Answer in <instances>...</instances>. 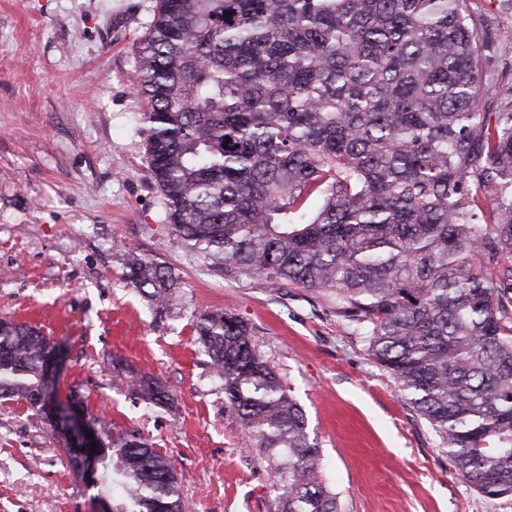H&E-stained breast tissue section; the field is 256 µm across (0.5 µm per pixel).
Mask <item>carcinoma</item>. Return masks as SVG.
<instances>
[{"instance_id": "obj_1", "label": "carcinoma", "mask_w": 512, "mask_h": 512, "mask_svg": "<svg viewBox=\"0 0 512 512\" xmlns=\"http://www.w3.org/2000/svg\"><path fill=\"white\" fill-rule=\"evenodd\" d=\"M512 36L474 0H156L135 63L165 223L218 274L323 296L393 376L460 478L512 497ZM124 279L159 306L171 268ZM198 340L275 512H342L307 417L240 318ZM49 340L0 318V399L34 397ZM136 392L172 397L145 375ZM112 512H185L171 460L108 439Z\"/></svg>"}]
</instances>
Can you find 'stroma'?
I'll use <instances>...</instances> for the list:
<instances>
[{
    "label": "stroma",
    "instance_id": "1",
    "mask_svg": "<svg viewBox=\"0 0 512 512\" xmlns=\"http://www.w3.org/2000/svg\"><path fill=\"white\" fill-rule=\"evenodd\" d=\"M155 0H0V318L65 358L52 387L136 432L174 464L187 512H273V472L246 445L195 331L200 314L248 323L323 451L343 512H512L463 482L396 380L325 299L214 273L164 221L147 167L139 41ZM170 266L166 311L123 278V255ZM160 379L148 406L112 363ZM110 494L69 466L68 443L27 402L0 403V512H100Z\"/></svg>",
    "mask_w": 512,
    "mask_h": 512
}]
</instances>
